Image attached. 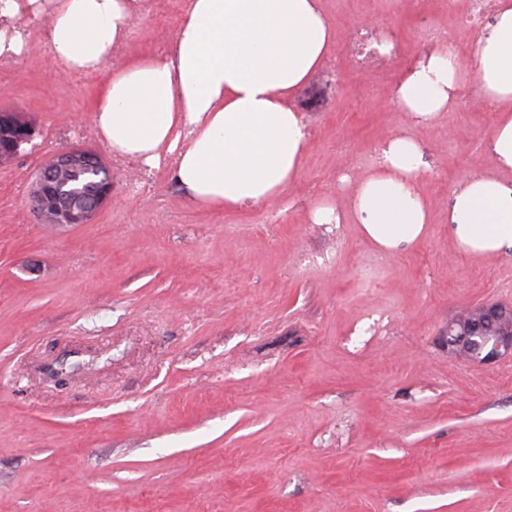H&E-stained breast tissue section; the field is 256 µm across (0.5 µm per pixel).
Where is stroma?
Wrapping results in <instances>:
<instances>
[{"label":"stroma","instance_id":"obj_1","mask_svg":"<svg viewBox=\"0 0 512 512\" xmlns=\"http://www.w3.org/2000/svg\"><path fill=\"white\" fill-rule=\"evenodd\" d=\"M185 0H155L121 56L164 52ZM336 44L297 104L312 132L272 205L192 202L167 168L113 158L92 122L102 76H58L47 28L0 63V109L30 145L0 165V512H512V359L449 357L450 319L512 303V250L463 252L454 186L492 165L496 114L470 103L425 128L395 104L469 0H322ZM396 33L360 69L350 34ZM416 133L432 220L385 252L345 210L380 145ZM74 145L103 155L112 197L91 223H40L37 170ZM310 221L314 224H339L342 221L341 212L333 200L324 198L310 211Z\"/></svg>","mask_w":512,"mask_h":512}]
</instances>
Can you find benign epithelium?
<instances>
[{
	"label": "benign epithelium",
	"mask_w": 512,
	"mask_h": 512,
	"mask_svg": "<svg viewBox=\"0 0 512 512\" xmlns=\"http://www.w3.org/2000/svg\"><path fill=\"white\" fill-rule=\"evenodd\" d=\"M10 146L0 151V161L16 158L33 137V129L19 114H11ZM88 168L102 175L97 194L81 199L67 188L64 174ZM112 195L110 169L102 157L85 148L70 147L52 155L37 172L30 204L36 216L47 224L75 226L89 224ZM448 354L491 363L512 358V304L482 303L448 322Z\"/></svg>",
	"instance_id": "benign-epithelium-1"
}]
</instances>
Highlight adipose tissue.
<instances>
[{
    "label": "adipose tissue",
    "instance_id": "1",
    "mask_svg": "<svg viewBox=\"0 0 512 512\" xmlns=\"http://www.w3.org/2000/svg\"><path fill=\"white\" fill-rule=\"evenodd\" d=\"M152 0H0V58L21 61L32 24L48 28L58 73L105 72L92 121L113 155L167 167L196 204L236 210L270 205L297 175L310 137L298 92L324 66L334 38L321 0H186L173 42L106 71ZM493 20L469 57L441 42L402 77L395 103L415 126L453 111L464 86L497 111L489 171L452 191L448 221L462 249L512 248V0H492ZM354 189L365 237L392 250L431 219L417 185L420 145L398 136Z\"/></svg>",
    "mask_w": 512,
    "mask_h": 512
}]
</instances>
